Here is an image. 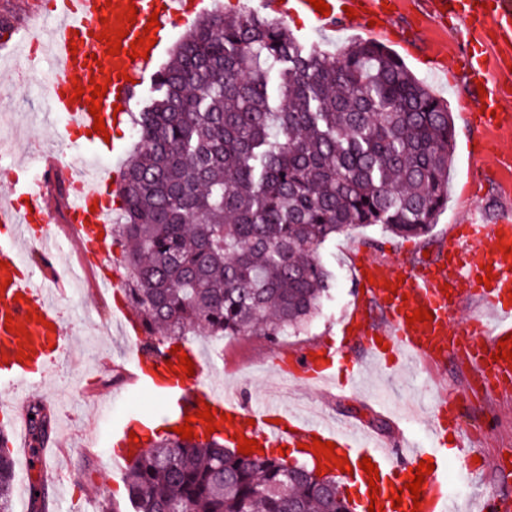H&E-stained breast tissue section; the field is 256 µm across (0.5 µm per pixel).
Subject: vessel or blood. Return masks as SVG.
<instances>
[{
	"label": "vessel or blood",
	"mask_w": 512,
	"mask_h": 512,
	"mask_svg": "<svg viewBox=\"0 0 512 512\" xmlns=\"http://www.w3.org/2000/svg\"><path fill=\"white\" fill-rule=\"evenodd\" d=\"M134 3L138 15L128 35L121 41L122 52L112 56L106 41L101 40L103 28H116V16L127 3ZM206 0H56V25L53 31V52L62 68L48 85L50 106L69 119L75 130L92 129L94 118L85 100L71 101L75 86L91 90L93 85L106 84L101 99V115L106 129L115 126L114 106L129 107L136 96L135 82L162 53L163 32H156V44L147 57L130 58V43L142 37L150 17L159 23L171 19L189 20ZM432 13L440 22H459L472 35L480 38L485 29H493L503 38L512 37V0H494L493 6L476 5L475 0H434ZM468 82L485 86L486 112H472V125L489 130L512 126V113L500 109L501 88L490 84L486 65L480 53H473L464 62ZM59 167L53 158H46L40 181L23 185L30 209L20 212L11 202H0V226L11 234L0 239V279L8 285L0 291V382L10 385H36L42 382L44 368L68 349L63 321L50 291L62 287L53 260L60 249V240L51 228L55 211L50 204ZM98 185H83L65 201L66 219L76 227L75 238L82 252L93 253L102 261L109 245L98 236L99 226L108 224L109 210L99 205ZM28 238L36 246L38 264H30L22 256L19 238ZM512 243V218L503 217L495 224L472 219L455 225L444 248L445 258L437 263L415 266L383 264L363 260L364 273L358 282L364 287V298L377 301L389 316L390 329L381 339H369L372 356L390 361L404 356L418 357L443 368L449 360L465 357L473 376L493 374L495 381L487 385L489 397L512 395V363L496 358L499 339L512 333V258L505 257L503 245ZM490 266V284L479 283L483 266ZM398 283V291L385 290V283ZM479 299L488 310L489 319L471 318L456 322V305L462 296ZM431 310L428 322L407 323L406 317L418 308ZM25 326L31 349L26 362H19L16 333L7 331V323ZM343 340L322 348L319 358L298 357L289 372L290 378L321 384L331 380L339 367ZM171 393L174 412L170 424L184 425L202 405L212 406L221 415L219 424L224 436L242 435L265 448L281 444H311L312 440L330 441L336 455L348 458L352 468L345 479L357 486L360 512H369L371 501L383 505L384 512H457V504L448 489L447 470L435 467L426 475L419 497H412L405 487L411 469L425 458H441L448 430L457 422L458 402L440 398L431 411V426L436 436L435 449L416 446L391 450L362 435L358 429L332 426L299 416L276 402L245 411L239 403L224 394L218 383L201 384L199 377L179 373ZM130 425H123L116 434L120 453L114 466H122L136 456L141 444L130 440ZM370 458L378 470L380 481L377 496L369 494L368 474L360 468L362 458ZM401 494L400 507H393L392 494Z\"/></svg>",
	"instance_id": "obj_1"
}]
</instances>
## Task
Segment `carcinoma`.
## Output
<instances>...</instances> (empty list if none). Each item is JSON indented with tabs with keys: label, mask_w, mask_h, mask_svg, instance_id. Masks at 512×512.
<instances>
[{
	"label": "carcinoma",
	"mask_w": 512,
	"mask_h": 512,
	"mask_svg": "<svg viewBox=\"0 0 512 512\" xmlns=\"http://www.w3.org/2000/svg\"><path fill=\"white\" fill-rule=\"evenodd\" d=\"M132 116L112 234L144 346L190 333H295L334 287L320 250L352 230L428 235L448 207V105L374 41L336 56L262 13L205 14ZM29 445L53 430L29 407ZM126 473L134 512H350L336 480L213 434L151 432ZM13 459L0 438V512Z\"/></svg>",
	"instance_id": "1"
}]
</instances>
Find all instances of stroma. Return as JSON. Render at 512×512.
Here are the masks:
<instances>
[{"mask_svg": "<svg viewBox=\"0 0 512 512\" xmlns=\"http://www.w3.org/2000/svg\"><path fill=\"white\" fill-rule=\"evenodd\" d=\"M393 2L394 11L373 26L360 18L346 19L337 22L334 30L322 31L300 10L285 18L284 24L295 36L331 54L355 39L382 43L437 96L447 100L455 126L447 209L423 238H396L371 228L326 243L321 255L334 273L335 286L319 314L301 332L276 344L258 333L224 338L192 335L188 341L206 357L202 382L222 379L225 389L234 392L245 409L269 401L271 390L278 387L282 402L290 408L311 402L327 421L366 430L376 417L384 422L380 436L389 442L403 437L429 448L433 442L428 425L409 406L416 401L426 407L442 394L462 392L469 375L465 366L430 371L418 363L413 378H392L369 367V353L355 340L343 356L350 370L366 371L360 390L316 389L284 379L294 352L325 346L360 304L356 268L361 258L412 264L424 253H436L452 225L466 223L472 211L483 212L491 222L502 211L512 209V170H502L496 159L498 153L512 152V130L491 135L482 154H474L472 149L473 142L484 136L469 124L467 113L476 108L477 101L459 78L465 50L463 28L436 22L424 0ZM3 15L9 17L12 27L7 39H0V102L12 109L13 122L0 125V139L12 146L11 154L1 162L7 172L0 174V198L8 196L13 181L31 180L37 143L66 162L81 157L104 174L123 169L125 153L136 141L132 123H121L115 130L120 154L96 152L85 137L69 129L62 116L51 112L46 94L19 77L26 69L46 75L54 68L42 51L23 54L13 50L27 24L52 28L48 0H0ZM57 265L72 272L74 288L60 297L57 305L78 353L55 362L39 387L15 390L0 385V421L10 420L13 403L40 401L48 405L54 413L52 439L58 444L63 472L49 474L37 456L14 449L13 512H27L30 489L38 484L48 490L51 512H90L94 502L124 501V475L113 472L110 465L113 431L129 420L141 421L159 433L165 430L166 398L134 388L125 379L140 343L116 333L118 311L112 293L92 291L73 242L64 241ZM460 426L478 434L477 446L486 470L480 481H472L465 463L448 457L450 489L458 497L459 512H468L467 500L477 492L492 497L512 495V470L495 468L500 449L512 448V399L466 400Z\"/></svg>", "mask_w": 512, "mask_h": 512, "instance_id": "1", "label": "stroma"}]
</instances>
